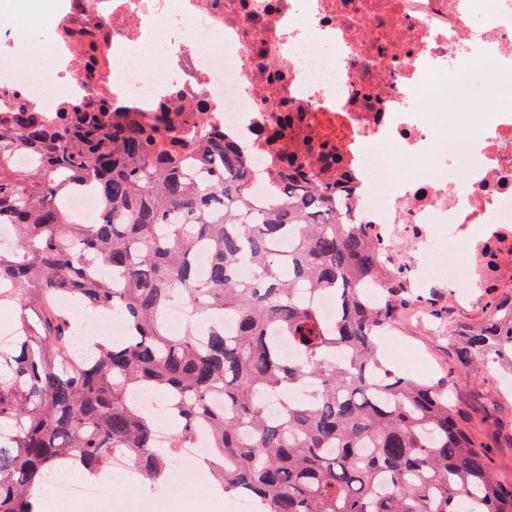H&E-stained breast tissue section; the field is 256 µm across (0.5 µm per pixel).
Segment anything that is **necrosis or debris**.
Wrapping results in <instances>:
<instances>
[{
  "mask_svg": "<svg viewBox=\"0 0 512 512\" xmlns=\"http://www.w3.org/2000/svg\"><path fill=\"white\" fill-rule=\"evenodd\" d=\"M51 20L49 76L13 51L27 25L0 32V113L204 115L267 163L253 199L285 157L343 173V211L381 247L444 225L466 253L444 280L407 262L410 283L465 303L512 285V0H55ZM474 70L488 119L458 94Z\"/></svg>",
  "mask_w": 512,
  "mask_h": 512,
  "instance_id": "necrosis-or-debris-1",
  "label": "necrosis or debris"
}]
</instances>
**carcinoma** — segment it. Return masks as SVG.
Segmentation results:
<instances>
[{
    "label": "carcinoma",
    "mask_w": 512,
    "mask_h": 512,
    "mask_svg": "<svg viewBox=\"0 0 512 512\" xmlns=\"http://www.w3.org/2000/svg\"><path fill=\"white\" fill-rule=\"evenodd\" d=\"M17 153L35 164L16 168ZM249 180L233 144L105 104L0 122V224L22 237L0 250V307L19 308L0 343V512H42L49 473L80 466L97 480L115 448L143 483L165 482L171 459L154 411L135 400L142 390L172 398L174 454L206 423L213 480L255 512H512V478L471 436L455 386L379 355L396 306L412 299L372 225L343 223L336 188L299 164L282 167L262 202ZM84 183L105 212L77 223L64 200ZM305 289L334 295L336 317ZM176 297L179 328L164 314ZM77 305L119 316L124 334L78 349ZM448 341L461 369L499 364L512 377V289L488 293ZM309 381L315 396L295 399ZM269 395L279 418L266 414Z\"/></svg>",
    "instance_id": "1"
}]
</instances>
